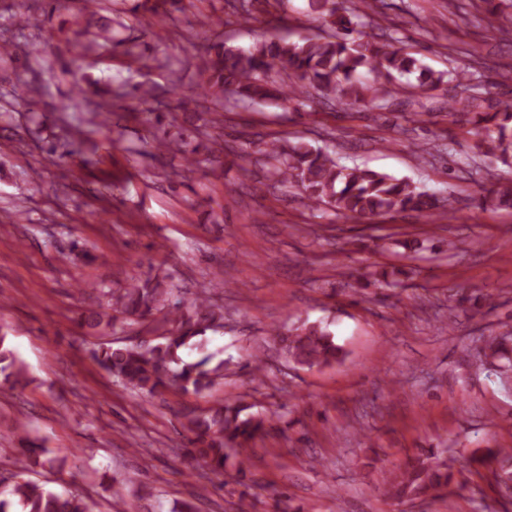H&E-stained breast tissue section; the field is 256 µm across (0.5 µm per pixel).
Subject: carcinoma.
Wrapping results in <instances>:
<instances>
[{
  "mask_svg": "<svg viewBox=\"0 0 512 512\" xmlns=\"http://www.w3.org/2000/svg\"><path fill=\"white\" fill-rule=\"evenodd\" d=\"M493 17L489 27L492 37L509 32L503 21L512 17L498 11L495 0H481ZM232 13L243 20L266 12L270 0H227ZM311 10L328 20L329 32L297 41L270 37L256 41L247 49L223 43L207 45L194 56L205 95L234 98L235 102H268L286 108L292 104L306 106L312 93L332 105L346 109L370 105L389 107L390 99L403 85L398 78L417 74V87L435 90L451 81L463 88L466 96L458 99L462 109L477 112L475 123L477 154L493 157L512 166V104L490 113L480 108L489 100L495 82L490 80L495 65L472 52L468 69L452 72L434 71L414 54L396 46L397 39L387 34L358 31L368 17L367 0H347L343 14H338L336 0H309ZM94 40L125 45L123 54L131 62L147 66L149 57L137 51L132 41L119 39L114 29L103 25ZM361 69L372 75L363 82L357 77ZM210 156L206 161L217 168L223 163L224 125L211 122ZM158 154H180L186 168L199 161L187 155L185 134L155 138ZM264 153L272 160L271 175L296 186L307 205L327 208L336 214L372 218L406 211L429 212L437 199L406 179L359 166L339 164L329 152L300 140L294 144L270 141ZM108 309H87L78 317L81 326L93 334L105 335L117 323L132 326L148 316L161 315L168 326L161 341L155 344H125L106 341L95 344L89 355L127 390L154 398L175 389L204 397L224 379V360L214 361L205 352V335L224 327V309L203 291L184 303L173 299V288L165 279L147 278L108 290ZM512 335L495 337L476 351L480 361L493 365L510 360L507 345ZM289 360L312 369L332 366L342 360V348L328 328L302 321L282 338ZM186 348H195L203 356L193 362L183 359ZM0 379L10 388H25L32 382L26 365L10 348L6 334L0 335ZM245 407L228 401L186 416L187 455L204 462L214 474H224L232 465L241 471L247 467L249 447L275 430L274 416L265 413L242 415ZM451 467L443 459L436 462L417 457L395 474L391 495L396 498L436 496L448 487ZM0 512H93L82 495L60 493L31 480L15 482L0 489Z\"/></svg>",
  "mask_w": 512,
  "mask_h": 512,
  "instance_id": "obj_1",
  "label": "carcinoma"
}]
</instances>
